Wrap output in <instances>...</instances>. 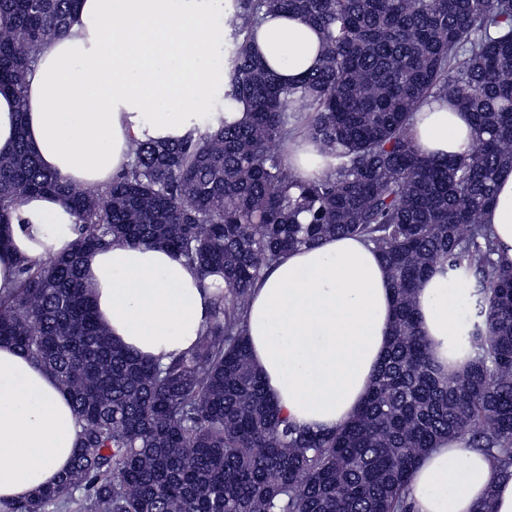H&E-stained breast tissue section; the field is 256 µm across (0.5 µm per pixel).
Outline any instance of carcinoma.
Wrapping results in <instances>:
<instances>
[{"instance_id":"carcinoma-1","label":"carcinoma","mask_w":512,"mask_h":512,"mask_svg":"<svg viewBox=\"0 0 512 512\" xmlns=\"http://www.w3.org/2000/svg\"><path fill=\"white\" fill-rule=\"evenodd\" d=\"M79 0H0V91L23 103L26 77ZM226 99L250 104L177 140L136 144L95 192L65 184L29 147L24 123L0 155V226L21 202L58 194L77 216L75 249L23 259L0 297V343L69 393L82 430L69 469L3 512H414L408 477L422 455L462 439L512 479V262L497 257L486 210L512 169V0H234ZM288 12L325 37L319 64L281 84L251 35ZM452 98L479 137L443 160L418 154L410 128L430 98ZM323 160L314 180L288 164L294 135ZM375 246L391 279L394 330L352 420L311 433L268 398L243 314L287 251L329 237ZM152 243L217 275L196 347L168 364L112 342L82 273L88 251ZM477 280V320L448 341L466 359H431L415 302L436 266Z\"/></svg>"}]
</instances>
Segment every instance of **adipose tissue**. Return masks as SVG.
<instances>
[{
	"instance_id": "obj_1",
	"label": "adipose tissue",
	"mask_w": 512,
	"mask_h": 512,
	"mask_svg": "<svg viewBox=\"0 0 512 512\" xmlns=\"http://www.w3.org/2000/svg\"><path fill=\"white\" fill-rule=\"evenodd\" d=\"M224 0H80L64 36L42 44L24 102L0 92V153L25 133L41 164L87 191L103 189L136 142L179 138L200 125L245 118L225 102ZM321 31L296 15H267L254 51L294 84L318 63ZM411 137L429 158L466 152L478 138L455 102L432 98ZM77 217L54 195H34L0 230V294L14 291L20 259L71 251ZM500 257L512 261V170L501 173L486 213ZM83 274L99 322L114 343L149 361L190 352L212 312L214 289L194 266L156 245L122 240L87 252ZM460 294L441 269L417 292L419 330L450 372L448 340L461 326ZM394 309L390 278L373 245L324 240L283 255L254 289L244 313L251 359L290 421L314 432L350 421L388 349ZM80 425L55 377L14 346L0 344V499L21 500L58 482ZM495 512H512V481H499L481 452L453 441L412 470L415 512H476L487 491Z\"/></svg>"
}]
</instances>
